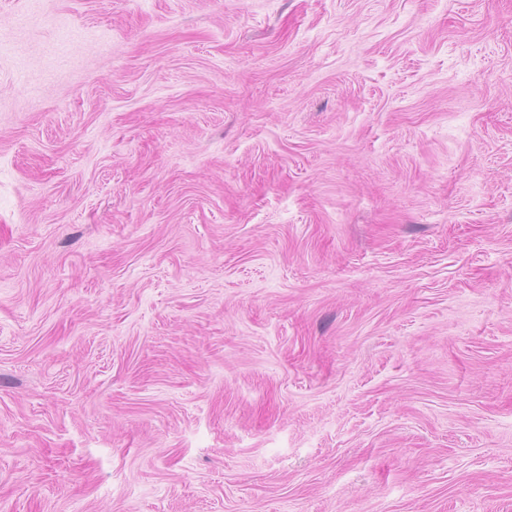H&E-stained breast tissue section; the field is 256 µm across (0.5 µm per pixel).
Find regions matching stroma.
I'll use <instances>...</instances> for the list:
<instances>
[{"label": "stroma", "mask_w": 512, "mask_h": 512, "mask_svg": "<svg viewBox=\"0 0 512 512\" xmlns=\"http://www.w3.org/2000/svg\"><path fill=\"white\" fill-rule=\"evenodd\" d=\"M0 512H512V0H0Z\"/></svg>", "instance_id": "1"}]
</instances>
